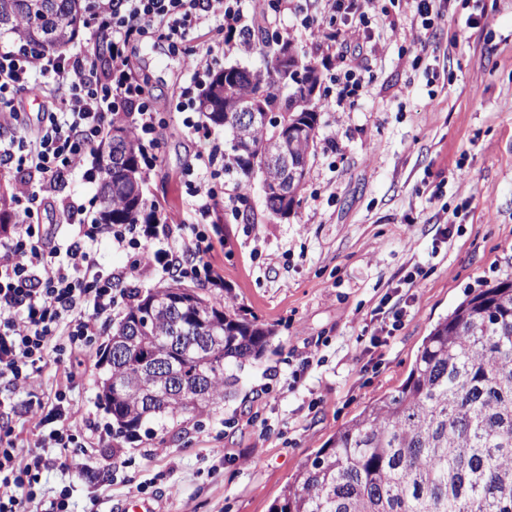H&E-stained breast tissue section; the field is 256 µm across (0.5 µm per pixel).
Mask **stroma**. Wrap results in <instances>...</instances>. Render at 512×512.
Returning a JSON list of instances; mask_svg holds the SVG:
<instances>
[{
  "label": "stroma",
  "mask_w": 512,
  "mask_h": 512,
  "mask_svg": "<svg viewBox=\"0 0 512 512\" xmlns=\"http://www.w3.org/2000/svg\"><path fill=\"white\" fill-rule=\"evenodd\" d=\"M383 4L370 28L385 48L364 62L357 94L340 98L337 69L323 72L317 151L301 203L285 218L267 215L254 184L238 206L200 219L182 173L229 136L198 112L201 131L186 140L173 110L189 81L184 57L154 37L133 45L135 70L166 120L147 196L211 237L208 260L221 283L204 284V294L228 297L275 337L265 358L236 369L237 384L210 414L148 420L153 437L117 453L90 448L98 484L45 472L46 495L71 487V512H108L140 494L158 512H268L314 452L406 377L424 336L468 289L512 278V0H443L424 56L389 39V23L417 22L414 5ZM443 214L449 238L437 232ZM417 267L425 276L410 315L381 352L364 351L363 340L389 326L408 293L400 283ZM111 332L104 324L74 392L103 430L112 424L98 399ZM312 353L316 362L304 365Z\"/></svg>",
  "instance_id": "35a3bbf8"
}]
</instances>
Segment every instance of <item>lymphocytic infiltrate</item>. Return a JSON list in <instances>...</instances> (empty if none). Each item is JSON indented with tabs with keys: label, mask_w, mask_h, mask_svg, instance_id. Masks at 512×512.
I'll return each instance as SVG.
<instances>
[{
	"label": "lymphocytic infiltrate",
	"mask_w": 512,
	"mask_h": 512,
	"mask_svg": "<svg viewBox=\"0 0 512 512\" xmlns=\"http://www.w3.org/2000/svg\"><path fill=\"white\" fill-rule=\"evenodd\" d=\"M334 15L367 18L378 0H327ZM90 0L97 32L111 45V57L99 64L67 53H37L28 46H0V127L17 130L8 147L0 148V167L16 170L15 194L27 199L22 223L0 234V512H70L69 488L45 497L40 481L46 471L68 470L95 482L98 468L76 458L86 434L95 425L74 396L76 375L85 373L87 349L100 323L118 308L123 296L119 281L144 273L215 282L206 256L213 244L200 231L182 224L86 223L79 200L59 199V189L80 169L94 143L113 122L125 121L136 141L153 147L163 124L151 92L130 66L129 44L155 34L177 52H186L190 84L175 104L183 113L181 132L193 136L198 109L197 89L214 72L220 54L233 50L253 53L245 32L255 17H286L292 0ZM219 25L224 39L187 49L194 31ZM302 29L322 49V63L337 68L341 94H356L361 86L355 57L340 52L346 42L363 47L371 35L367 26L326 30L310 19ZM51 88L42 91L40 78ZM41 92L42 120L38 128L24 124L23 91ZM201 217H209L224 201V183L213 154L199 153L185 171ZM61 206L64 235L42 232L34 224L36 209ZM167 244H152L156 233ZM108 243L117 251H133L125 269L105 272L97 267L96 247ZM71 361L50 399L40 397L42 377L61 354ZM25 391L18 401L16 391ZM31 432L32 450H24V432Z\"/></svg>",
	"instance_id": "obj_1"
}]
</instances>
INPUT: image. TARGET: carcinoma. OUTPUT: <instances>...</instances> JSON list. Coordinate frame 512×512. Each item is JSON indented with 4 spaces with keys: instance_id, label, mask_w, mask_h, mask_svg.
<instances>
[{
    "instance_id": "1",
    "label": "carcinoma",
    "mask_w": 512,
    "mask_h": 512,
    "mask_svg": "<svg viewBox=\"0 0 512 512\" xmlns=\"http://www.w3.org/2000/svg\"><path fill=\"white\" fill-rule=\"evenodd\" d=\"M85 0H0V34L21 38L39 51L63 52L85 24ZM265 69L251 78L224 76L219 69L199 98L200 111L216 126L225 123L224 105L254 102L281 114V126L304 130L294 153L314 156L319 132L318 103L288 111L287 96L304 98L303 88L284 89L273 66L275 47L261 27L253 30ZM122 141L112 168H99L98 224H159L162 211L145 196L142 152L128 126L112 123L99 148L112 153V132ZM252 150L228 162L244 176L243 186L263 178V158L275 145V129L245 128ZM265 211L278 217L284 198L264 194ZM185 289L203 305L181 312L165 298ZM147 332L125 360L110 364L100 399L112 416V437L137 435L146 418L201 417L224 403L237 378L228 366L263 358L272 329L239 316L233 305L212 301L181 280L136 296L112 324L111 338L126 335L129 321L148 314ZM172 347L188 386L202 385L189 406L171 392L151 405L145 390L155 374L142 365L146 351ZM269 512H512V279L468 290L447 317L424 337L406 378L365 405L297 471Z\"/></svg>"
}]
</instances>
